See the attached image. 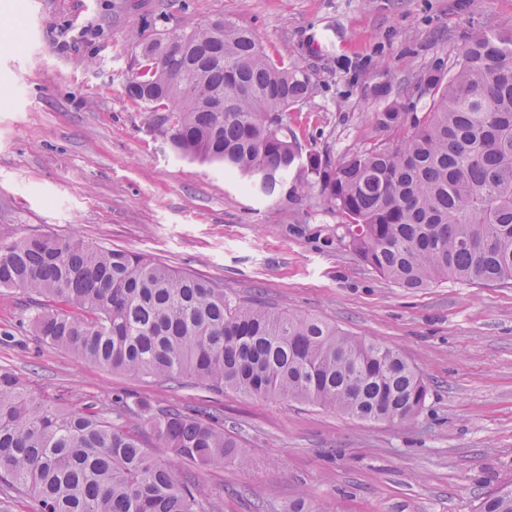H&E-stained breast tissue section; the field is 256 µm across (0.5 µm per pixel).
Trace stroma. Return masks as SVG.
I'll use <instances>...</instances> for the list:
<instances>
[{"label": "stroma", "instance_id": "stroma-1", "mask_svg": "<svg viewBox=\"0 0 512 512\" xmlns=\"http://www.w3.org/2000/svg\"><path fill=\"white\" fill-rule=\"evenodd\" d=\"M218 18L313 71L288 126L336 163L394 146L376 113L423 111L420 75L453 65L474 30L512 32V0H0V237L143 253L396 348L428 386L424 408L398 426L114 372L34 336L16 290H0V368L64 409L108 413L120 397L223 414L247 466L200 469L146 441L213 512H282L305 494L328 512H478L512 478V284L400 287L345 246L319 193L289 204L180 158L125 93L130 34Z\"/></svg>", "mask_w": 512, "mask_h": 512}]
</instances>
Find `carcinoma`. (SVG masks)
<instances>
[{"label": "carcinoma", "instance_id": "1", "mask_svg": "<svg viewBox=\"0 0 512 512\" xmlns=\"http://www.w3.org/2000/svg\"><path fill=\"white\" fill-rule=\"evenodd\" d=\"M129 71L128 98L163 113L182 158L291 204L318 190L342 219L341 241L399 286L512 281V32H475L454 68L419 79L425 111L377 113L395 147L374 144L337 164L303 154L288 128L287 113L312 92L310 70L274 58L233 21L163 28L138 42ZM0 288L27 295L34 335L112 371L401 426L427 397L399 350L237 299L141 253L1 238ZM146 431L187 464L248 462L217 415L122 401L109 414L63 410L0 369V481L35 512H210L191 478L144 448ZM480 512H512V483L490 491Z\"/></svg>", "mask_w": 512, "mask_h": 512}]
</instances>
